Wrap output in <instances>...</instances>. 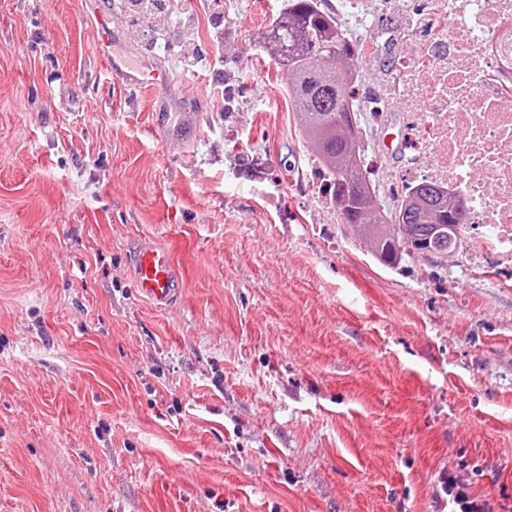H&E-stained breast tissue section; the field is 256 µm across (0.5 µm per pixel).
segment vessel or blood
I'll use <instances>...</instances> for the list:
<instances>
[{"mask_svg": "<svg viewBox=\"0 0 512 512\" xmlns=\"http://www.w3.org/2000/svg\"><path fill=\"white\" fill-rule=\"evenodd\" d=\"M95 51L106 62L113 76L131 92L155 90L168 85V76L162 70L147 66L131 68L123 57L114 53L113 35L107 19L104 18L99 21V38ZM129 261L134 285L143 299L159 309L167 307L175 300L179 292L178 274L168 249L143 239L130 251Z\"/></svg>", "mask_w": 512, "mask_h": 512, "instance_id": "b4317fda", "label": "vessel or blood"}]
</instances>
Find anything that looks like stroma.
<instances>
[{
    "label": "stroma",
    "instance_id": "1",
    "mask_svg": "<svg viewBox=\"0 0 512 512\" xmlns=\"http://www.w3.org/2000/svg\"><path fill=\"white\" fill-rule=\"evenodd\" d=\"M222 3L0 0V512H453L451 474L512 512V250L381 262L288 104L285 0ZM437 3L323 0L387 209L436 149L406 94ZM100 13L192 125L113 77ZM134 285L139 295L156 308L170 305L178 295L179 282L171 252L142 239L129 253Z\"/></svg>",
    "mask_w": 512,
    "mask_h": 512
}]
</instances>
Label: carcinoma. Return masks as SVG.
<instances>
[{
	"mask_svg": "<svg viewBox=\"0 0 512 512\" xmlns=\"http://www.w3.org/2000/svg\"><path fill=\"white\" fill-rule=\"evenodd\" d=\"M269 45L287 66L288 101L313 156L332 177V199L342 222L359 228L389 265L428 247L437 258L454 252L468 219L464 200L443 202L439 186L423 181L397 202L395 213H403L404 222L392 225L376 204L352 97L362 45L320 8L319 0H288L272 25Z\"/></svg>",
	"mask_w": 512,
	"mask_h": 512,
	"instance_id": "obj_1",
	"label": "carcinoma"
}]
</instances>
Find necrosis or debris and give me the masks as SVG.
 <instances>
[{
    "label": "necrosis or debris",
    "mask_w": 512,
    "mask_h": 512,
    "mask_svg": "<svg viewBox=\"0 0 512 512\" xmlns=\"http://www.w3.org/2000/svg\"><path fill=\"white\" fill-rule=\"evenodd\" d=\"M446 49L427 57L408 89L425 105L437 150L429 177L462 196L469 221L512 248V108L499 48L512 38V0H448Z\"/></svg>",
    "instance_id": "obj_1"
}]
</instances>
